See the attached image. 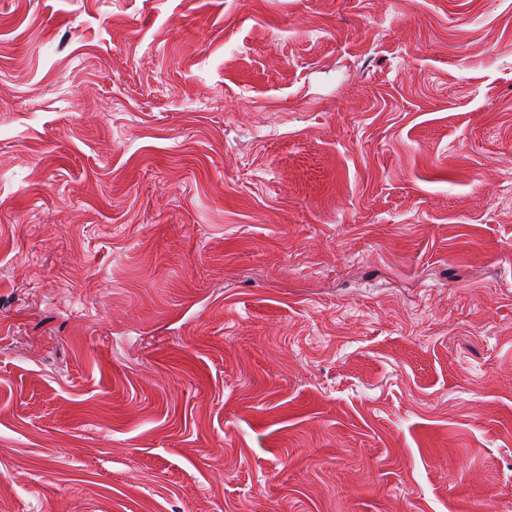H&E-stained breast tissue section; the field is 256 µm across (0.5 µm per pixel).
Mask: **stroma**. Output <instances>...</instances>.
I'll list each match as a JSON object with an SVG mask.
<instances>
[{"label":"stroma","instance_id":"35a3bbf8","mask_svg":"<svg viewBox=\"0 0 512 512\" xmlns=\"http://www.w3.org/2000/svg\"><path fill=\"white\" fill-rule=\"evenodd\" d=\"M0 512H512V0H0Z\"/></svg>","mask_w":512,"mask_h":512}]
</instances>
